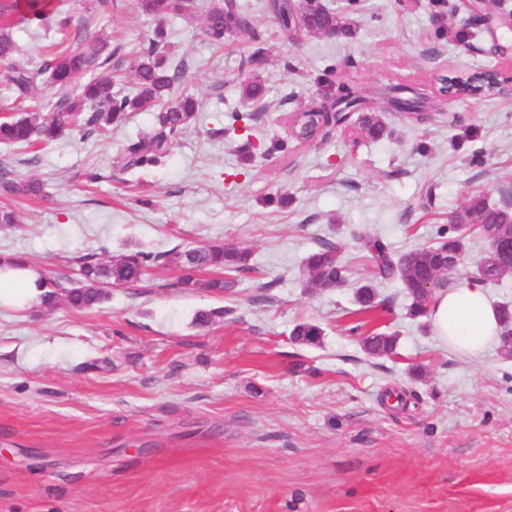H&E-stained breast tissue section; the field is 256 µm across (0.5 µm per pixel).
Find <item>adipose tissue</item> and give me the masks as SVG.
<instances>
[{
    "label": "adipose tissue",
    "mask_w": 512,
    "mask_h": 512,
    "mask_svg": "<svg viewBox=\"0 0 512 512\" xmlns=\"http://www.w3.org/2000/svg\"><path fill=\"white\" fill-rule=\"evenodd\" d=\"M41 281L40 270L24 260L0 262V306L25 308L40 301ZM429 317L440 344L459 357L481 358L499 341L498 313L483 282L461 279L441 290Z\"/></svg>",
    "instance_id": "adipose-tissue-1"
}]
</instances>
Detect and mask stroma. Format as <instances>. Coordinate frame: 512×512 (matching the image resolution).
I'll return each mask as SVG.
<instances>
[{"instance_id":"1","label":"stroma","mask_w":512,"mask_h":512,"mask_svg":"<svg viewBox=\"0 0 512 512\" xmlns=\"http://www.w3.org/2000/svg\"><path fill=\"white\" fill-rule=\"evenodd\" d=\"M210 2L163 23L186 62L180 88L204 110L162 165L122 167L149 112L84 142L0 145V160L44 188L0 197L17 215L0 224V253L60 283L80 257L112 260L134 243L251 253L222 294L177 287L179 270L160 265L92 309L0 307V512H512V358L496 346L477 360L448 352L429 318H407L398 281L378 278L362 243L381 239L397 258L432 245L470 193L512 202V93L444 101L434 82L480 66L511 77L512 28L464 0L440 11L360 0L351 35L290 36L270 0H236L254 31L218 49ZM64 7L121 45L112 62L123 69L156 26L135 0L102 15L86 0ZM254 72L266 93L252 114L240 82ZM341 81L381 113L385 135L367 137L354 112L314 142L292 139L289 113ZM399 83L422 95L425 119L380 99ZM90 167L112 176L87 184ZM323 239L341 248V287L306 284L303 261ZM367 281L380 304L368 330L397 338L387 357L347 331ZM217 308L223 321L195 324ZM305 320L319 344L292 342Z\"/></svg>"}]
</instances>
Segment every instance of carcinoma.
Here are the masks:
<instances>
[{"instance_id":"1","label":"carcinoma","mask_w":512,"mask_h":512,"mask_svg":"<svg viewBox=\"0 0 512 512\" xmlns=\"http://www.w3.org/2000/svg\"><path fill=\"white\" fill-rule=\"evenodd\" d=\"M144 15L161 20L167 16L191 17L198 9V0H138ZM272 9L286 30L303 26L308 34L346 35L351 27L347 16L321 3V0H286L272 3ZM53 20L57 30L66 34L71 30L72 16L55 0H12L0 5V66L3 67L9 87L17 97L27 99L40 83L47 81L58 88L61 96L52 105L23 108L19 115L0 120V143L6 146H44L66 135L76 134L85 141L122 124L130 112H153L155 124L151 132L130 142L125 149V167L149 168L158 165L170 152L174 140L198 120L200 103L189 93L173 96L185 74V63L175 59L162 25H157L152 36L133 53L131 72L133 87L124 91L121 80L112 73V57L122 47L111 46V36L104 32H75L64 49L45 58L37 68L29 67L19 56L12 37V29L19 23L41 24ZM252 30L249 16L239 11L235 0H214L206 15L205 34L214 43L224 42V36L248 34ZM439 90L482 88L490 91L489 83L474 72L465 78L439 76ZM244 101L256 103L264 95L259 74L247 77L241 86ZM365 104L359 92L336 100V125L346 122L348 114ZM362 129L372 138L384 130L380 113L365 112L361 116ZM0 195L4 197H41L42 183L15 174L14 166L0 162ZM475 224V233L489 242L507 232L512 234V207L508 203L491 205L481 194H472L464 207L451 214L448 224L437 229L436 242L426 248L413 250L393 260L385 244L375 238L364 239V247L373 255L380 277H399L404 294L410 301L407 314L421 318L429 313L431 303L426 299L423 283L434 277L437 286L446 285V276L455 269L444 271L440 259L446 255L464 260L470 234L466 226ZM250 252L246 249L226 248L209 244L185 250L174 247L164 253H153L130 248L110 261H100L94 255L80 259L77 285L65 291V300L74 309H91L107 295V289L135 286L153 266L173 265L182 271L177 285L191 290L206 288L222 293L234 287L231 273L248 269ZM221 271L222 277L201 280L200 271ZM308 282L314 288L345 281V270L338 259V247L330 240L322 241L304 260ZM376 293L365 284L357 292L356 301L366 312L375 308ZM322 329L315 323L296 324L292 340L302 345L319 343ZM364 350L372 356H387L395 351L396 340L384 333L362 337Z\"/></svg>"}]
</instances>
